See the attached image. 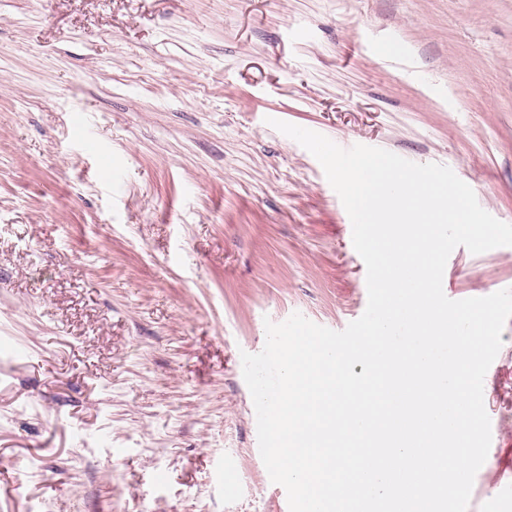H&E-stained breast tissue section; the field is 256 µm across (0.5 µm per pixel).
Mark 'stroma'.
I'll return each mask as SVG.
<instances>
[{"mask_svg":"<svg viewBox=\"0 0 512 512\" xmlns=\"http://www.w3.org/2000/svg\"><path fill=\"white\" fill-rule=\"evenodd\" d=\"M273 118L448 166L512 224V0H0V512H289L241 354L368 294ZM442 287L512 288V246ZM501 338L468 512H512Z\"/></svg>","mask_w":512,"mask_h":512,"instance_id":"35a3bbf8","label":"stroma"}]
</instances>
